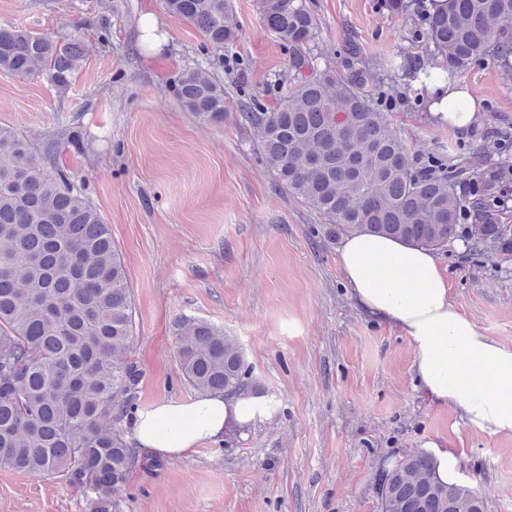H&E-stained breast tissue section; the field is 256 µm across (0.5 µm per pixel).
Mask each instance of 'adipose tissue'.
Listing matches in <instances>:
<instances>
[{
  "label": "adipose tissue",
  "mask_w": 512,
  "mask_h": 512,
  "mask_svg": "<svg viewBox=\"0 0 512 512\" xmlns=\"http://www.w3.org/2000/svg\"><path fill=\"white\" fill-rule=\"evenodd\" d=\"M431 91L439 98L434 111L447 112L455 132H467L479 121L464 83H440ZM339 260L356 303L412 344L427 401L452 406L487 435H512V347L484 334L457 309L434 251L357 233L344 238ZM270 414L267 399L249 392L198 394L135 410L130 430L139 450L180 457L203 441L244 433Z\"/></svg>",
  "instance_id": "1"
}]
</instances>
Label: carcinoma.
Masks as SVG:
<instances>
[{"instance_id": "obj_1", "label": "carcinoma", "mask_w": 512, "mask_h": 512, "mask_svg": "<svg viewBox=\"0 0 512 512\" xmlns=\"http://www.w3.org/2000/svg\"><path fill=\"white\" fill-rule=\"evenodd\" d=\"M215 52L236 39L230 0H164ZM418 22L396 55L368 58L346 37L342 69L319 67L318 24L305 0H259L267 30L288 45V95L240 103L278 187L323 221L329 244L369 231L475 259L512 261V139L408 148L393 111L409 93L446 83L477 59L512 55V0H380ZM80 27L57 40L0 27V70L47 73L61 91L85 62ZM404 84H398V81ZM174 92L197 120L224 122V84L184 72ZM135 307L122 253L85 183L24 134L0 127V468L63 477L87 512H123L139 454L122 427L137 407ZM184 383L198 394L259 393L242 352L207 320L173 321ZM424 452L399 461L380 512H487L475 490L440 483Z\"/></svg>"}]
</instances>
